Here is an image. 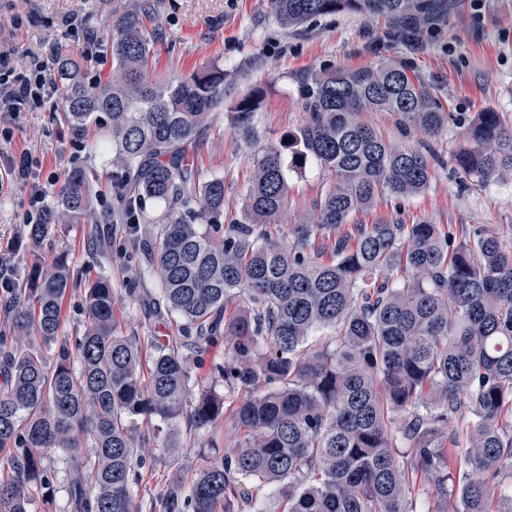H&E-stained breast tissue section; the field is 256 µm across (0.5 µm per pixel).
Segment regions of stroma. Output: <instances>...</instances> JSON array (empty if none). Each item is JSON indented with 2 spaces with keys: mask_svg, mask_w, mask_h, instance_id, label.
Listing matches in <instances>:
<instances>
[{
  "mask_svg": "<svg viewBox=\"0 0 512 512\" xmlns=\"http://www.w3.org/2000/svg\"><path fill=\"white\" fill-rule=\"evenodd\" d=\"M269 0H154L151 20L161 37L156 45L154 77L176 80L204 65L224 67L231 81L224 110L213 113L197 143V161L205 175L224 179V216L238 218L243 185L254 156L295 132L305 120L298 87L303 76L329 69H357L392 60L433 88L454 121L432 143L441 162L429 188L411 198H381L373 213L357 214L366 223L374 216L400 212L407 223L441 225L455 241L468 238L477 227L495 232L512 248V180L461 186L453 172L452 155L464 141L465 120L493 110L512 124V0H485L474 9L471 0H449L447 11L422 26L416 42L397 36L395 21L339 12L299 26L282 25L270 12ZM136 0H0V48L10 53V67L21 70L33 58H72L87 76L112 73V47L106 34L115 12L135 7ZM84 17L95 43L67 32L63 20ZM265 98L255 114V137L239 134L231 107L254 88ZM36 160V179L46 202H53L65 169L82 166L94 180L100 208L111 220L98 226L102 250L92 248L90 225L70 224L42 245L19 240L18 231L28 208L27 189L0 185V261L16 278L32 264H49L66 251L78 274L107 275L116 290L114 312L123 318L127 335L139 343L172 335L171 317L149 316L162 307L155 274H139L125 224L112 191V141L96 124L77 130L63 119L60 106L27 113L9 138L0 137V163L20 153ZM288 210L272 225L274 239L289 241V229L309 209L330 182L327 172L310 164L287 169ZM135 296H128V289ZM151 433L170 436L172 451H156L155 461L135 489L141 512L152 503L172 476H193L212 455L204 431H191L185 421L153 419Z\"/></svg>",
  "mask_w": 512,
  "mask_h": 512,
  "instance_id": "35a3bbf8",
  "label": "stroma"
}]
</instances>
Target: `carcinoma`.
I'll use <instances>...</instances> for the list:
<instances>
[{
  "instance_id": "1",
  "label": "carcinoma",
  "mask_w": 512,
  "mask_h": 512,
  "mask_svg": "<svg viewBox=\"0 0 512 512\" xmlns=\"http://www.w3.org/2000/svg\"><path fill=\"white\" fill-rule=\"evenodd\" d=\"M444 0H270L284 25L351 11L425 23ZM152 0L112 23V77L91 84L80 65L60 63L64 120L82 128L110 121L115 187L132 225L138 273L152 272L178 335L154 339L148 365L113 310L112 280L85 286V324L60 334L63 299L78 284L68 254L34 265L0 296L15 332L0 334V512H45L56 486L46 460L63 454L73 512H140L133 493L151 442L140 419H184L200 430L228 422L234 448L177 478L160 512H254L253 491L273 485L282 512H414L421 477L460 512H512V249L483 228L454 243L438 224L399 213L336 233L385 194L409 198L430 185L440 163L433 145L392 143L361 120L392 112L402 131L436 136L447 121L435 93L390 62L304 76L305 122L253 161L242 216L224 224V178L195 162L198 133L224 106L229 74L207 66L174 82L153 79L157 29ZM257 90L232 108L234 128L255 133ZM314 160L332 177L291 242L272 239L288 207L284 153ZM461 179L512 177V124L479 112L453 155ZM92 181L69 169L56 202L28 227L37 245L65 224H97ZM149 203L167 209L143 222ZM329 254L312 255L315 242ZM247 311L228 314L230 299ZM224 339L210 378L247 396L201 389L185 351ZM469 416L465 441L445 435ZM459 449L450 453L448 446Z\"/></svg>"
}]
</instances>
